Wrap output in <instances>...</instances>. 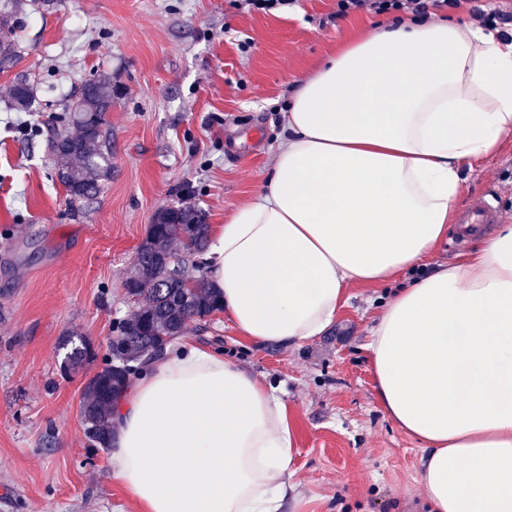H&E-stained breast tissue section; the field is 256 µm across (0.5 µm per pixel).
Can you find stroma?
<instances>
[{"instance_id":"stroma-1","label":"stroma","mask_w":512,"mask_h":512,"mask_svg":"<svg viewBox=\"0 0 512 512\" xmlns=\"http://www.w3.org/2000/svg\"><path fill=\"white\" fill-rule=\"evenodd\" d=\"M335 9L336 0L274 12L246 0L25 8L20 59L0 72V512H139L81 416L86 382L136 310L126 274L160 208L190 204L213 225L251 198L273 166L290 85L378 21L358 13L333 24ZM103 72L118 88L107 115L112 178L72 205L43 130ZM21 80L37 94L28 113L9 104ZM480 192L512 222V139L464 167L459 203ZM347 293L333 326L292 349L243 339L220 311L186 338L222 350L285 403L295 456L282 512H423L424 448L376 399L365 349L387 291L354 283ZM73 330L94 357L68 369L61 343Z\"/></svg>"}]
</instances>
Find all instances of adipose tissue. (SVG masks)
<instances>
[{
    "instance_id": "ef3b65f1",
    "label": "adipose tissue",
    "mask_w": 512,
    "mask_h": 512,
    "mask_svg": "<svg viewBox=\"0 0 512 512\" xmlns=\"http://www.w3.org/2000/svg\"><path fill=\"white\" fill-rule=\"evenodd\" d=\"M512 137V43L405 18L299 80L272 171L215 225L212 280L247 340L295 347L346 288L413 270L448 232L462 165ZM376 398L424 446L429 512H512V224L398 289L370 329ZM110 468L142 512H280L294 459L273 388L182 341L133 375Z\"/></svg>"
}]
</instances>
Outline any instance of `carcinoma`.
Listing matches in <instances>:
<instances>
[{"instance_id":"obj_1","label":"carcinoma","mask_w":512,"mask_h":512,"mask_svg":"<svg viewBox=\"0 0 512 512\" xmlns=\"http://www.w3.org/2000/svg\"><path fill=\"white\" fill-rule=\"evenodd\" d=\"M20 9V0H0V23L4 27L0 33V72L18 62L14 23ZM116 93L112 76L100 75L82 84L70 112L50 120L51 134L45 140V149L72 203L93 199L101 191V182L112 179V129L106 115ZM11 99L15 109L25 111L34 104L33 89L19 82L12 89ZM61 122L75 128L76 133L59 129ZM208 240L206 215L191 206L163 208L149 226L125 280L138 309L110 340L104 367L84 388L82 419L88 438L98 447H109L113 399L150 358V352L164 350L192 323L220 310L216 289L206 287L201 262L195 260ZM175 241L182 252L171 249ZM62 346L67 349L66 363L72 368L81 366L90 355L89 343L77 331L68 332Z\"/></svg>"}]
</instances>
